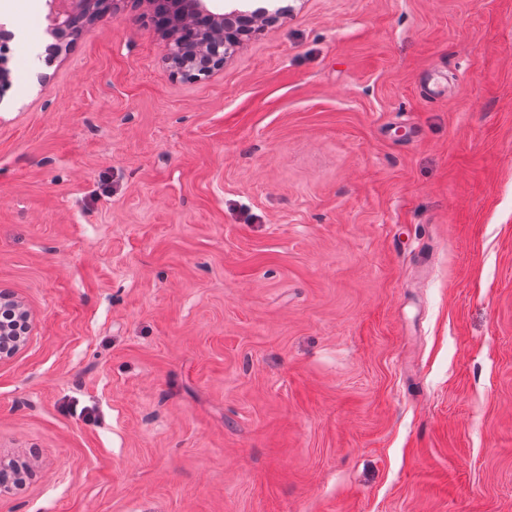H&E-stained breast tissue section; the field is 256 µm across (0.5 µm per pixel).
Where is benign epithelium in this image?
I'll use <instances>...</instances> for the list:
<instances>
[{
  "label": "benign epithelium",
  "mask_w": 512,
  "mask_h": 512,
  "mask_svg": "<svg viewBox=\"0 0 512 512\" xmlns=\"http://www.w3.org/2000/svg\"><path fill=\"white\" fill-rule=\"evenodd\" d=\"M247 0H224L222 12L209 9L205 0H70V8L53 16L51 31L60 41L74 38L97 17L123 7L142 9L149 14L164 42V61L170 71L201 81L223 69L243 38L276 22L284 13L279 8L245 9ZM7 37L0 35V97L11 83ZM0 304L20 311L23 330L0 325V360L10 358L27 341L29 314L13 293L0 290Z\"/></svg>",
  "instance_id": "7a95c632"
}]
</instances>
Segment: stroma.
I'll return each instance as SVG.
<instances>
[{
  "instance_id": "1",
  "label": "stroma",
  "mask_w": 512,
  "mask_h": 512,
  "mask_svg": "<svg viewBox=\"0 0 512 512\" xmlns=\"http://www.w3.org/2000/svg\"><path fill=\"white\" fill-rule=\"evenodd\" d=\"M270 5L192 81L0 0V512H512V0ZM0 304H7L20 311V315L24 322V328L19 331L14 325H0V360L10 358L21 350L27 341L29 328V314L23 304L16 300L13 293L0 290Z\"/></svg>"
}]
</instances>
